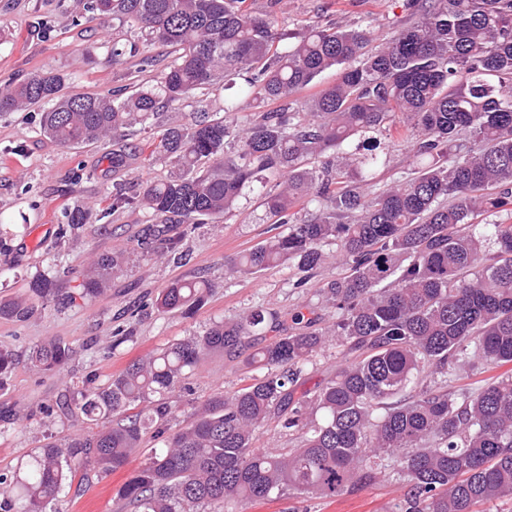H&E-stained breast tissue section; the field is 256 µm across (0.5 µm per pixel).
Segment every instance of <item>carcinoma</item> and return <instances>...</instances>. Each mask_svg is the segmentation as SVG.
Returning <instances> with one entry per match:
<instances>
[{"mask_svg":"<svg viewBox=\"0 0 512 512\" xmlns=\"http://www.w3.org/2000/svg\"><path fill=\"white\" fill-rule=\"evenodd\" d=\"M394 2L412 22L371 47L368 24L280 32L276 18L257 15L248 0H78L79 17L118 21L112 60L138 55L149 67L152 46L175 49L156 84L123 99L66 94L67 76L45 69L0 85V115L43 108L40 133L61 148L104 144L121 128L156 131L143 149L113 142L114 175L146 149L176 168L139 187L113 183L112 211L134 208L149 219L136 245L90 259L83 296L102 295L134 251L185 259L187 232L249 192L288 232L241 254L236 271L292 264L305 273L294 284L303 288L333 258L346 267L319 288L336 313L326 331L299 309L291 331L258 348L281 320L253 308L131 362L103 387L63 394L62 413L109 424L49 442L14 475L0 474L3 512H49L76 477L126 465L150 432L165 437V447L120 489L126 512H200L208 504L234 512L242 499L290 488L352 494L374 485L386 457L408 482L396 512H477L479 503L512 498V377L459 394L425 382L426 369L446 374L469 355L512 362V0ZM330 69L336 83L312 95L299 116L296 95ZM239 76L241 94L261 108L255 118L228 121L239 102L227 98L222 118L157 126L161 110ZM395 134L418 167L369 192L386 158L381 136L391 143ZM87 217L80 206L66 209L59 238ZM211 288L203 276L178 280L152 306L187 315ZM34 297L58 301V278L33 277L24 294L0 301V318L28 317ZM330 336L346 347L343 364L313 403L295 398L305 361ZM69 353L47 339L29 364L44 373ZM214 353L267 374L215 394L190 423L173 425L170 398ZM312 404L319 422L309 417ZM271 416L302 432L299 447L273 455L252 446L254 429Z\"/></svg>","mask_w":512,"mask_h":512,"instance_id":"cac0c4a2","label":"carcinoma"}]
</instances>
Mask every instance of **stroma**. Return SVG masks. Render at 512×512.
<instances>
[{
    "instance_id": "stroma-1",
    "label": "stroma",
    "mask_w": 512,
    "mask_h": 512,
    "mask_svg": "<svg viewBox=\"0 0 512 512\" xmlns=\"http://www.w3.org/2000/svg\"><path fill=\"white\" fill-rule=\"evenodd\" d=\"M73 0H0V84L21 79L44 68L71 76L80 92H103L156 83L160 67L140 68L137 58L113 62L112 18L99 15L77 20ZM277 19L283 29L338 21L371 20L374 43L387 39L405 14L390 0H280ZM48 22L42 35L38 22ZM40 111L0 116V298H11L40 272L64 267L60 281L73 300L65 307L37 308L27 319H0V350L10 351L15 365L0 381V473L17 471L35 448L50 441L93 431L82 418L55 413L53 406L68 389L83 382L106 385L133 359L169 344L203 333L216 322L237 318L262 306L288 316L310 304L322 324H331L333 312L324 308L318 289L343 268L327 264L307 287L296 289L299 271L291 266L258 274L233 272L231 263L241 253L271 235L262 211L243 203L233 212L196 228L185 246L190 261H154L137 256L126 270L112 277L108 292L95 300L81 298L80 271L92 254L107 253L137 237L141 212L112 209V167L101 147L62 149L39 136ZM73 206L90 208L91 216L76 235L59 238L63 212ZM204 274L214 289L193 314L149 310L134 325L132 338L111 348L116 318L134 303L154 298L170 282ZM53 337L72 350L62 368L43 374L29 368L31 348ZM343 355L327 342L305 367L295 388L297 396H313L336 373ZM256 372L242 363L214 356L203 361L191 376L188 391L176 400L177 419L189 422L197 407L219 392H233L251 383ZM512 376V362L490 363L474 358L456 363L448 374L430 373L432 381L449 379L452 387L475 390L498 378ZM161 440L145 439L128 465L111 472H96L80 490H64L51 504L53 512H116L117 493ZM407 479L394 460H386L374 486L336 498L288 491L263 501H244L240 512H393L402 503Z\"/></svg>"
}]
</instances>
